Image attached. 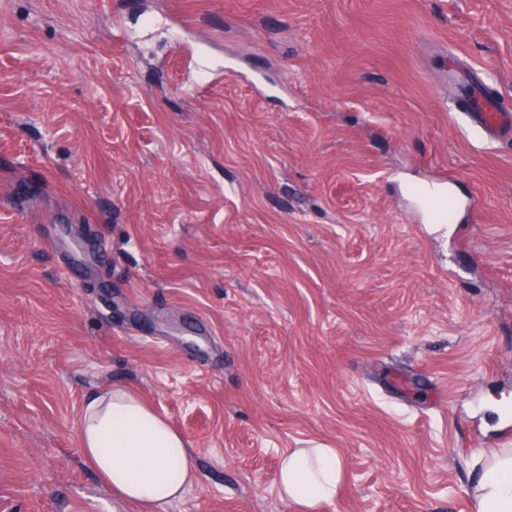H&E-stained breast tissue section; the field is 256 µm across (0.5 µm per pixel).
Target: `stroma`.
I'll return each mask as SVG.
<instances>
[{
    "label": "stroma",
    "instance_id": "1",
    "mask_svg": "<svg viewBox=\"0 0 512 512\" xmlns=\"http://www.w3.org/2000/svg\"><path fill=\"white\" fill-rule=\"evenodd\" d=\"M512 0H0V512H133L84 399L133 387L189 441L167 512H477L512 448ZM468 202L442 228L414 191ZM480 101V100H479ZM470 111V110H469ZM474 112L485 131L492 137L512 139V113L498 102L484 98ZM313 448H295L282 457L279 493L304 512L317 511L336 498L342 478V463L335 448L314 443Z\"/></svg>",
    "mask_w": 512,
    "mask_h": 512
}]
</instances>
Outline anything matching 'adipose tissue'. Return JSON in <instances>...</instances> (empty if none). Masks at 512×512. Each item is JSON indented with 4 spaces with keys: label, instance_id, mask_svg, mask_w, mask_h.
I'll use <instances>...</instances> for the list:
<instances>
[{
    "label": "adipose tissue",
    "instance_id": "ef3b65f1",
    "mask_svg": "<svg viewBox=\"0 0 512 512\" xmlns=\"http://www.w3.org/2000/svg\"><path fill=\"white\" fill-rule=\"evenodd\" d=\"M78 439L86 464L113 499L135 512H166L198 479L188 440L131 387L114 385L92 394L78 416ZM341 478L336 450L318 442L283 457L279 493L301 512H318L335 499ZM475 491L478 512H512V450L492 452Z\"/></svg>",
    "mask_w": 512,
    "mask_h": 512
}]
</instances>
